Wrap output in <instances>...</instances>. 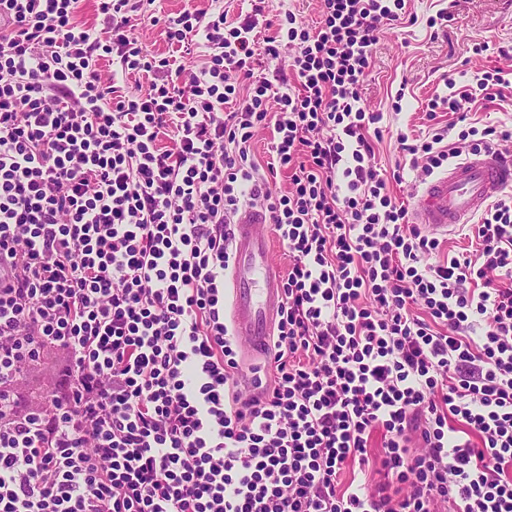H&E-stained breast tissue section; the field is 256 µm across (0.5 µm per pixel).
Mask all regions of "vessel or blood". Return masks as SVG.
<instances>
[{
    "mask_svg": "<svg viewBox=\"0 0 512 512\" xmlns=\"http://www.w3.org/2000/svg\"><path fill=\"white\" fill-rule=\"evenodd\" d=\"M509 186L511 155L483 151L465 156L424 182L415 195L411 220L430 233L448 235ZM269 222L267 210L259 204L241 208L234 218L226 298L229 321L249 367L262 363L266 357L282 298L280 276L266 231Z\"/></svg>",
    "mask_w": 512,
    "mask_h": 512,
    "instance_id": "vessel-or-blood-1",
    "label": "vessel or blood"
}]
</instances>
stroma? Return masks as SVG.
<instances>
[{
	"label": "stroma",
	"mask_w": 512,
	"mask_h": 512,
	"mask_svg": "<svg viewBox=\"0 0 512 512\" xmlns=\"http://www.w3.org/2000/svg\"><path fill=\"white\" fill-rule=\"evenodd\" d=\"M447 10V27H427L429 16ZM414 25L387 30L374 48L370 73L363 84L367 106L385 113L390 130L419 134L428 124L425 106L451 77L457 88L474 84L484 70H512V0H406ZM403 109H392L394 101Z\"/></svg>",
	"instance_id": "1"
}]
</instances>
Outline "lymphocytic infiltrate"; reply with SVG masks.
Wrapping results in <instances>:
<instances>
[{"label": "lymphocytic infiltrate", "mask_w": 512, "mask_h": 512, "mask_svg": "<svg viewBox=\"0 0 512 512\" xmlns=\"http://www.w3.org/2000/svg\"><path fill=\"white\" fill-rule=\"evenodd\" d=\"M81 2L0 0V512H512V195L442 260L391 190L512 142L470 117L506 71L445 78L426 110L455 121L397 132L389 173L362 86L404 0H318L314 26L96 0L97 31ZM145 15L197 59L145 50ZM285 46L286 69L256 74ZM132 74L146 84L119 90ZM258 200L288 272L246 387L224 275ZM51 348L69 367L34 404Z\"/></svg>", "instance_id": "lymphocytic-infiltrate-1"}]
</instances>
